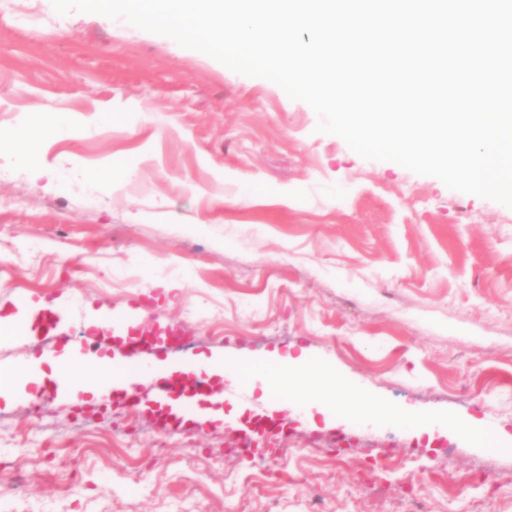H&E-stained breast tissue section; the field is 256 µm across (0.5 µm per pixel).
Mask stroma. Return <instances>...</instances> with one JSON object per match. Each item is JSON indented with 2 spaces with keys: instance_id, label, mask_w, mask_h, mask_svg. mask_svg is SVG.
<instances>
[{
  "instance_id": "obj_1",
  "label": "stroma",
  "mask_w": 512,
  "mask_h": 512,
  "mask_svg": "<svg viewBox=\"0 0 512 512\" xmlns=\"http://www.w3.org/2000/svg\"><path fill=\"white\" fill-rule=\"evenodd\" d=\"M29 6L0 0V315L63 296L89 342V313L130 312L173 365L303 352L345 405L438 425L327 421L217 376L223 419L160 433L114 396L31 384L0 398V512H512V449L455 429L512 434V208L362 158L272 81ZM46 108L70 133L16 165L11 133ZM113 165L130 178L95 180ZM265 412L288 425L270 462L226 454Z\"/></svg>"
}]
</instances>
